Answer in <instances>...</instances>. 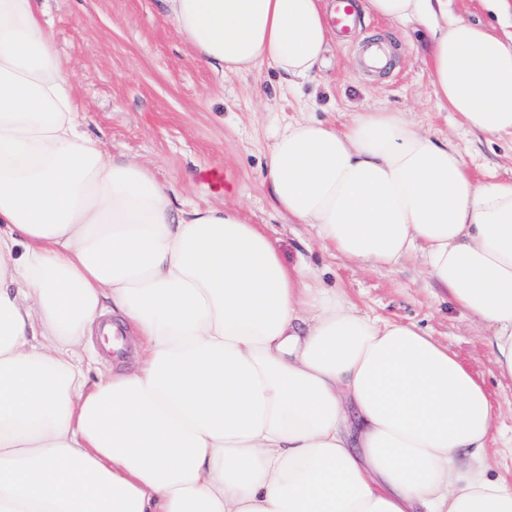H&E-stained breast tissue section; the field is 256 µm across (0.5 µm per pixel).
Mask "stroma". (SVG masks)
I'll list each match as a JSON object with an SVG mask.
<instances>
[{
	"label": "stroma",
	"instance_id": "35a3bbf8",
	"mask_svg": "<svg viewBox=\"0 0 512 512\" xmlns=\"http://www.w3.org/2000/svg\"><path fill=\"white\" fill-rule=\"evenodd\" d=\"M45 30L74 76L87 131L113 157L147 162L178 201L239 206L266 230L287 263L348 294L361 313L412 322L446 344L480 380L494 406L491 471L512 479V379L498 375L487 329L427 274L419 254L394 267L361 268L288 223L263 185L265 154L279 125L308 112L343 123L374 108L404 112L426 133L450 139L479 180L512 179V143L467 131L436 98L424 56L428 36L371 16L354 39L334 41L314 83L282 87L270 68L238 76L199 65L162 12L161 0H41ZM399 55L385 73L359 70L369 38Z\"/></svg>",
	"mask_w": 512,
	"mask_h": 512
}]
</instances>
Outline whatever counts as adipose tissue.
I'll use <instances>...</instances> for the list:
<instances>
[{
	"label": "adipose tissue",
	"mask_w": 512,
	"mask_h": 512,
	"mask_svg": "<svg viewBox=\"0 0 512 512\" xmlns=\"http://www.w3.org/2000/svg\"><path fill=\"white\" fill-rule=\"evenodd\" d=\"M195 60L313 79L325 0H164ZM429 34L438 101L512 139V39L448 0H359ZM39 0H0V512H512L489 395L416 324L359 313L231 208L176 202L84 128ZM263 181L281 216L361 266L419 252L485 324L512 378V179L481 182L403 112L281 126ZM137 336L90 381L78 349Z\"/></svg>",
	"instance_id": "1"
}]
</instances>
